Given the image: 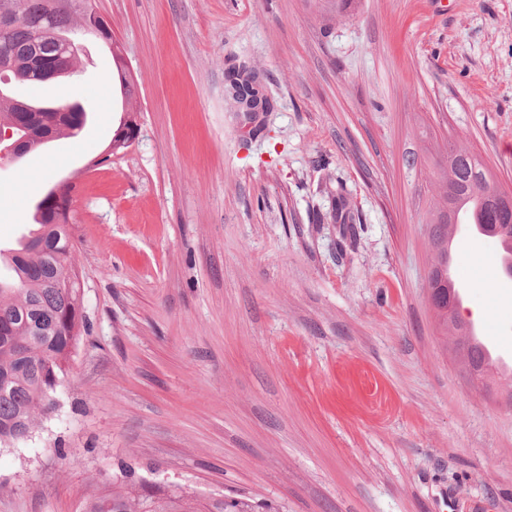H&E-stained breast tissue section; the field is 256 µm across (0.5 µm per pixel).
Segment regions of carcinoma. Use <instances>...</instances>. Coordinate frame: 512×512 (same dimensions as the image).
<instances>
[{"mask_svg": "<svg viewBox=\"0 0 512 512\" xmlns=\"http://www.w3.org/2000/svg\"><path fill=\"white\" fill-rule=\"evenodd\" d=\"M68 6L49 10L50 0H0V11L10 14L7 30H0V58L11 62L19 82H42L39 63L57 62L59 38L77 29L114 44L112 26L94 19L89 0H65ZM113 73L133 111L134 85L127 79L126 61L112 51ZM225 101L232 111L271 112L273 101L265 93L258 72L232 67L225 75ZM86 120L85 111L50 112L29 100L0 93V129L20 125L53 138L74 136ZM137 125L121 123L110 140L117 151L136 135ZM74 187L60 192V201H39L32 227L19 242L8 267L9 281L0 279V447L28 438L38 427L37 412L53 404V395L68 373V359L87 326L79 279L66 245L73 237ZM505 190L493 180L477 155L467 149H448V164L438 179V201L428 223L436 225L442 242L449 243L462 223L470 200L480 204L477 225L512 255V205L501 198ZM467 368L493 370L472 337L465 339ZM259 505L244 495H226L201 501L189 492H166L130 471L112 492L83 502L80 512H258Z\"/></svg>", "mask_w": 512, "mask_h": 512, "instance_id": "obj_1", "label": "carcinoma"}]
</instances>
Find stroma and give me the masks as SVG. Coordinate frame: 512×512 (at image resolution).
Listing matches in <instances>:
<instances>
[{"mask_svg":"<svg viewBox=\"0 0 512 512\" xmlns=\"http://www.w3.org/2000/svg\"><path fill=\"white\" fill-rule=\"evenodd\" d=\"M137 83L79 33L66 95L87 122L0 164V248L78 183L88 329L33 437L0 448V512H78L122 469L275 512H512V409L477 388L428 300L436 161L512 187V0H96ZM271 112L227 111L228 64ZM338 177L351 226L325 186ZM462 312L512 364L493 239L451 246ZM112 59L114 64L113 73L118 78V81L120 83L121 93L125 97V103L128 106V109L126 112H129L127 114H130V112H135L133 110V99L135 97V88L134 85L127 79L126 71V61L121 53L115 51L112 48Z\"/></svg>","mask_w":512,"mask_h":512,"instance_id":"1","label":"stroma"}]
</instances>
